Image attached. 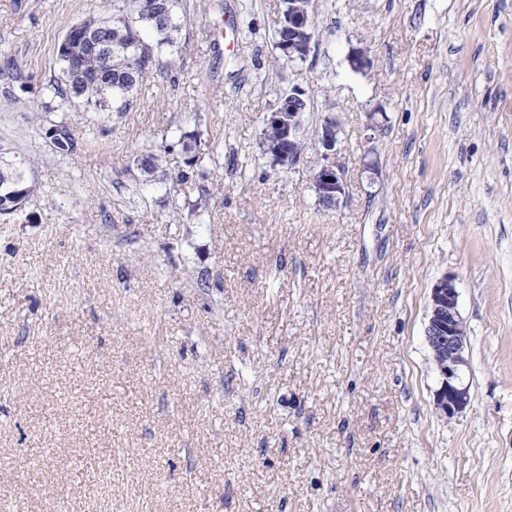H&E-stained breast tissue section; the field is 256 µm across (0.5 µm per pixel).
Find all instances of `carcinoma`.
<instances>
[{
  "label": "carcinoma",
  "instance_id": "carcinoma-1",
  "mask_svg": "<svg viewBox=\"0 0 512 512\" xmlns=\"http://www.w3.org/2000/svg\"><path fill=\"white\" fill-rule=\"evenodd\" d=\"M131 7L130 20L88 17L70 26L58 46L59 74L52 82L60 104L82 106L88 112H125L131 108L144 75L153 66V46L141 39L140 30H149L159 47L172 50L177 46L180 25L176 22V0H131ZM86 31L103 33L112 44L110 58H102L80 42ZM46 135L61 151L75 148L73 132L64 123L48 128ZM196 142L193 134L183 136L180 142L183 164L190 168L199 160ZM167 152L166 145L156 152H145L137 158V165L150 178L178 185L185 181L186 173H175L162 166L161 154ZM10 175L11 180L0 185L3 215L22 210L19 201L29 197L31 186L22 164H14Z\"/></svg>",
  "mask_w": 512,
  "mask_h": 512
}]
</instances>
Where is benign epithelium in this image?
<instances>
[{"instance_id": "obj_1", "label": "benign epithelium", "mask_w": 512, "mask_h": 512, "mask_svg": "<svg viewBox=\"0 0 512 512\" xmlns=\"http://www.w3.org/2000/svg\"><path fill=\"white\" fill-rule=\"evenodd\" d=\"M312 0H288V39L281 42L288 61L305 59L311 52L315 34L312 25ZM309 95L301 87L288 91L280 99L278 109L269 113L266 127L279 135L282 148L275 165H293L300 155L298 134L306 112ZM321 159L316 166L312 183L318 202L327 209L336 208L345 196L342 173L336 163L338 124L327 120L321 131ZM459 293L455 277L445 275L431 289L426 340L433 353L439 374L440 387L436 393L437 409L448 417L462 412L470 403V387L465 383L469 367V339L459 310Z\"/></svg>"}]
</instances>
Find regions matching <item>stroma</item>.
Here are the masks:
<instances>
[{"mask_svg": "<svg viewBox=\"0 0 512 512\" xmlns=\"http://www.w3.org/2000/svg\"><path fill=\"white\" fill-rule=\"evenodd\" d=\"M179 0L131 108L58 109L68 28L130 0H0V506L9 512H512V0ZM369 64L353 71L352 50ZM307 90L298 162L264 120ZM379 108L387 122L368 127ZM339 125L346 196L311 174ZM66 122L75 150L46 136ZM198 136L171 185L140 153ZM454 276L470 403L435 406L430 292ZM282 12V18L277 23L275 40L279 41L280 32L288 24V40H283L281 46L288 54L285 56L279 52L277 58H283L288 62L306 60L312 49L315 28L312 25L313 10L312 0H288ZM25 171L21 162H14V167L9 171L11 180L0 185V214L9 215L22 210L19 201L29 197L28 188L32 185L26 179Z\"/></svg>", "mask_w": 512, "mask_h": 512, "instance_id": "obj_1", "label": "stroma"}]
</instances>
